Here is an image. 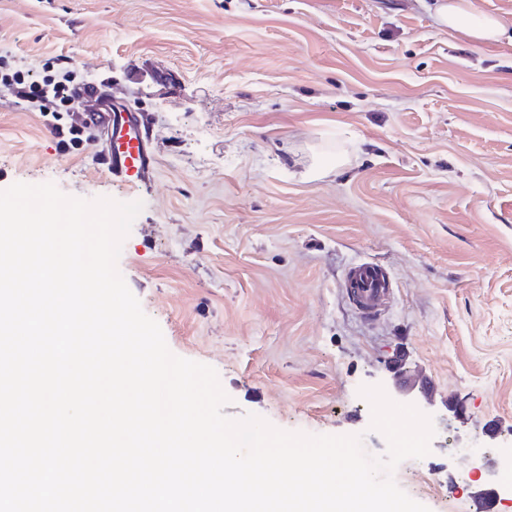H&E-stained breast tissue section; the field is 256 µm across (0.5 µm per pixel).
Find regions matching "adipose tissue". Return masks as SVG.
I'll return each instance as SVG.
<instances>
[{
	"instance_id": "ef3b65f1",
	"label": "adipose tissue",
	"mask_w": 512,
	"mask_h": 512,
	"mask_svg": "<svg viewBox=\"0 0 512 512\" xmlns=\"http://www.w3.org/2000/svg\"><path fill=\"white\" fill-rule=\"evenodd\" d=\"M434 18L438 25L474 43H512V23L479 9L475 0H435Z\"/></svg>"
}]
</instances>
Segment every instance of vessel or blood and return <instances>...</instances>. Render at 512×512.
<instances>
[{
    "label": "vessel or blood",
    "instance_id": "1",
    "mask_svg": "<svg viewBox=\"0 0 512 512\" xmlns=\"http://www.w3.org/2000/svg\"><path fill=\"white\" fill-rule=\"evenodd\" d=\"M79 96L95 97L101 104L87 113L85 120L98 134L96 160L118 183L141 187L153 169L155 156L148 143L147 122L143 115L113 104L96 85L83 86ZM345 288L364 315H372L389 291V280L375 265L360 263L344 274Z\"/></svg>",
    "mask_w": 512,
    "mask_h": 512
}]
</instances>
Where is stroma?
Masks as SVG:
<instances>
[{"mask_svg":"<svg viewBox=\"0 0 512 512\" xmlns=\"http://www.w3.org/2000/svg\"><path fill=\"white\" fill-rule=\"evenodd\" d=\"M433 0H0V190L125 201L93 141L7 76L101 84L145 115L156 164L118 270L170 351L276 428L361 435L360 387L429 406V454L393 472L430 512H478L470 448L512 444V43L438 27ZM345 166L309 177L317 150ZM381 267L372 318L342 279ZM401 375H394V365Z\"/></svg>","mask_w":512,"mask_h":512,"instance_id":"1","label":"stroma"}]
</instances>
